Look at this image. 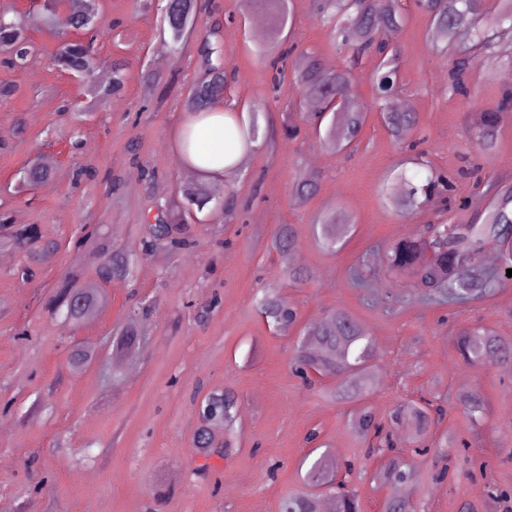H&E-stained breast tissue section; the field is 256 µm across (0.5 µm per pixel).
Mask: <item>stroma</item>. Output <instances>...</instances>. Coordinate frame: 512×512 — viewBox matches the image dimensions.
I'll use <instances>...</instances> for the list:
<instances>
[{"mask_svg": "<svg viewBox=\"0 0 512 512\" xmlns=\"http://www.w3.org/2000/svg\"><path fill=\"white\" fill-rule=\"evenodd\" d=\"M225 19L221 41L227 71L235 75L226 103H259L264 123L278 126L294 87L273 89L260 57L253 13L240 0H215ZM407 22L395 39L402 98L418 124L411 138L431 164L453 171L465 162L481 175L512 173V105L500 107L502 86L483 69L470 76L471 102L445 89L455 50H433L427 16L415 0H402ZM111 29L94 43L96 71L125 59L121 99L94 105L89 83L58 66L65 36L34 25L37 49L29 68L0 66V215L14 224L41 225L59 251L53 262L33 266L25 253L8 250L0 263V512H280L283 499L309 493L304 460L312 448L336 462L355 465L351 481L363 512H381L389 490L374 479L386 457L371 454L350 428L349 415L367 408L386 421L403 399L443 404L444 420L427 453L415 454V422L400 426L401 447L413 471L403 500L428 512H460L465 502L480 512H501L488 486L512 493V368L462 361L454 341L464 328H482L512 341V286L464 303L412 301L409 280L379 266L386 248L416 226L437 221L432 209L401 217L391 199L393 177L407 153L381 121L366 60L352 79L355 99L368 114L360 143L350 155L325 151L315 130L269 150L247 151L230 183L234 216L210 208L189 222L191 245L183 252L158 248L140 260L133 279L105 287L108 305L92 321L75 325L45 303L75 254L80 225L98 228L114 248L139 246L140 224L154 202H172L188 169L178 147L186 116L184 95L201 76L197 55L169 50L157 66L159 5L137 0H97ZM296 51L340 69L329 31L310 13V0H292ZM162 82L158 102H145L142 76ZM501 108L496 145L483 153L468 130L472 113ZM55 161L57 171L33 191H20L21 170L35 159ZM155 171L146 180L144 170ZM318 177V189L293 197V182ZM345 211L353 231L338 251L325 249L316 219L327 209ZM292 225V284L278 270L280 255L268 243L279 225ZM286 298L297 322L269 326L258 310L263 292ZM139 308L146 342L134 354L115 357L113 335ZM349 312L376 342L375 382L358 401H335V378L307 385L291 370L294 351L325 311ZM92 360L74 371L72 347ZM222 389L239 401L236 434L228 455L209 472L199 469L194 435L196 405ZM478 398L480 422H472L460 397ZM317 432L308 442L309 432Z\"/></svg>", "mask_w": 512, "mask_h": 512, "instance_id": "1", "label": "stroma"}]
</instances>
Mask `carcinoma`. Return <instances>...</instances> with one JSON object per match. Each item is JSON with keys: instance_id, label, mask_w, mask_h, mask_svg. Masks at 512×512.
I'll use <instances>...</instances> for the list:
<instances>
[{"instance_id": "1", "label": "carcinoma", "mask_w": 512, "mask_h": 512, "mask_svg": "<svg viewBox=\"0 0 512 512\" xmlns=\"http://www.w3.org/2000/svg\"><path fill=\"white\" fill-rule=\"evenodd\" d=\"M59 0H47L42 6L40 21L65 32L86 33L87 38L67 40L57 55L59 66L83 78L91 77L94 70L92 44L105 33V26L98 16L91 17L81 12L60 13ZM314 14L333 26L342 36L341 48L350 51L351 67L337 72L324 70L315 56L307 58L299 71L288 68V49L284 48L289 34L286 33L288 11L286 0H241L246 9L267 6L272 14L271 26L260 50L271 57L273 82L276 85L293 81L300 95L294 110L281 114L283 138L289 139L297 130L296 122H307L320 134L321 146L327 151L342 153L358 140L366 122V112L350 94L351 68L359 60L371 56L377 60L371 80L380 100V115L384 126L397 141L407 139L417 124V116L400 110L396 96L388 95L381 86L389 84L399 91L397 70L393 66L395 56L394 36L404 24L400 0H312ZM427 14L431 27V38L436 42L452 41L462 50L448 70V88L463 97L470 95L466 82L468 73L481 66L492 54L496 30L504 22L512 23V0H418ZM218 12L215 4H198L188 0L180 16L161 17V33L183 49L188 46V37L193 31L196 13ZM28 19L14 17L0 26V43L16 47L14 58L0 64L11 69H20L28 63L34 53L28 38ZM201 71L209 78L195 83L190 88L185 108L188 112H205L214 102L224 98L227 79L224 78V55L220 43V23L214 22L205 33L193 41ZM127 62L112 63V81L103 87L91 86V93L99 101L123 97ZM337 99L343 105L339 112L322 115V105ZM246 116L233 112L225 113L232 123L229 134H237L245 148L257 140L261 127L259 111L253 107H242ZM502 114L483 110L478 114L472 135L476 144L484 151L493 149ZM50 178V171L43 165L31 163L22 171L21 183L31 189ZM395 178L403 183L400 194L394 199L397 210L407 216L431 202V199L453 189V178L426 168L422 178L418 174L407 175L399 171ZM195 193L204 200V205L223 202V196L232 190L226 183H214L200 179ZM464 209L472 211V217L459 224H428L414 230L411 235L397 241L386 254V272L407 278L421 290V296L429 300L463 302L491 288L489 276L482 267V256L489 249H500L507 243L505 229L512 225V181L506 177H492L487 181L486 191L476 200L465 201ZM178 218L177 210L168 205H157L155 210L144 214L142 254L147 255L157 247L169 250H184L190 241L184 229L173 231L171 223ZM352 219L336 211L323 214L316 230L323 244L333 249L352 231ZM295 243L292 227L280 226L273 247L284 254ZM85 259L96 261L95 280L89 282L84 276L85 263L71 266L51 301L57 309L70 293L81 295L82 304L70 321L77 324L89 320L106 303L103 286L116 277L131 274L133 260L129 255L110 249L99 239L86 237ZM9 247L26 251L33 262L43 264L50 261L58 251V244L44 238L39 225L24 224L14 228L0 224V248ZM260 310L266 321L274 326H289L296 320V311L277 295L267 294L260 302ZM307 342L314 347L297 346V361L302 370L315 371L320 375L340 378L332 397L357 400L373 382L372 360L375 357V342L353 317L343 310H330L323 314L318 327L308 332ZM456 347L462 360L472 365H487L512 359V343L502 341L489 330H472L459 333ZM200 408H209L208 421L214 429L233 431L239 413L235 396L216 390L205 395L198 403ZM445 411L439 406L417 403H399L389 414V422L397 427L403 420H414L421 435L430 432L443 419ZM353 429L371 441V450L392 453L397 449V438L384 425L378 423L368 409H359L352 414ZM339 467L321 453L308 467L305 479L308 483L323 481L331 484L334 495L333 512H361V503L356 489L348 486L352 464H344L345 478H339ZM411 476L403 460L394 457L387 468L380 471L378 479L383 484L401 485ZM280 512H324L323 500L315 495L295 496L281 503ZM382 512H417L415 506L392 494L382 505Z\"/></svg>"}]
</instances>
